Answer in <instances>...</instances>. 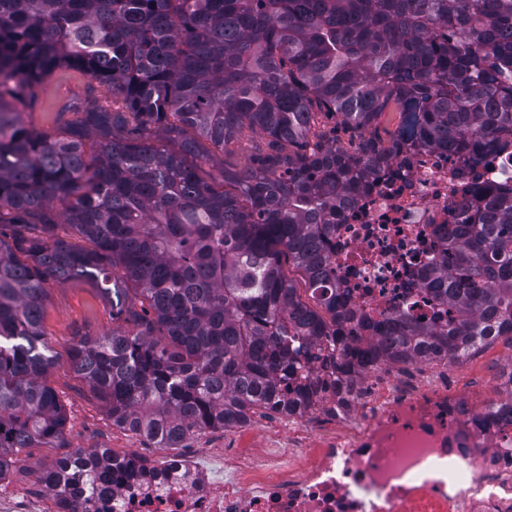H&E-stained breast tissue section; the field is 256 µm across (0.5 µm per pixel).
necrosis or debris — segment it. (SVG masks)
<instances>
[{"mask_svg":"<svg viewBox=\"0 0 512 512\" xmlns=\"http://www.w3.org/2000/svg\"><path fill=\"white\" fill-rule=\"evenodd\" d=\"M478 184L512 185V146L479 171L454 152H400L348 204L330 241L349 305L383 324L411 308L447 322L423 278L443 255L461 201ZM329 344L302 353L320 389L280 417L260 453L163 461L145 481L84 487L83 512H512V410L451 382L367 371L352 391L329 367Z\"/></svg>","mask_w":512,"mask_h":512,"instance_id":"necrosis-or-debris-1","label":"necrosis or debris"}]
</instances>
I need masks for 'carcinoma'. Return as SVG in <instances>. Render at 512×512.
<instances>
[{"label": "carcinoma", "instance_id": "obj_1", "mask_svg": "<svg viewBox=\"0 0 512 512\" xmlns=\"http://www.w3.org/2000/svg\"><path fill=\"white\" fill-rule=\"evenodd\" d=\"M60 67L112 88L122 109L82 102L56 136L27 126L16 103ZM391 107L386 144L349 153L313 132L319 112L361 129ZM248 131L269 140L256 166L199 176L210 149ZM509 137L512 0H0V479L16 451L64 440L50 348L4 341L44 343L48 289L74 278L95 281L132 329L80 339L70 369L112 424L160 448L277 401L304 405L314 382L290 398L288 381L308 342H329L354 383L369 367L456 362L512 340V187L472 192L425 276L456 318L402 310L367 351L357 332L378 325L345 307L326 248L338 209L402 147L479 162ZM64 468L106 489L146 473L142 459L114 472L108 450H78L41 472L60 512H80Z\"/></svg>", "mask_w": 512, "mask_h": 512}]
</instances>
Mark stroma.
I'll list each match as a JSON object with an SVG mask.
<instances>
[{
    "mask_svg": "<svg viewBox=\"0 0 512 512\" xmlns=\"http://www.w3.org/2000/svg\"><path fill=\"white\" fill-rule=\"evenodd\" d=\"M109 108H118L110 88L91 80L76 68H61L32 87L34 102L25 107V123L42 132L62 133L66 121L72 120V105L87 96ZM268 151L266 138L245 134L237 143L225 150L212 152L203 161L201 169L206 179L220 178L223 169L234 168L258 159ZM44 340L50 347L55 365L45 377L46 383L58 394L65 406L67 424L65 440L55 448H25L15 454L13 465L4 480L5 486L22 488L33 494L46 490L40 478L41 466L77 450L95 447L110 449L113 455L147 458L161 461L176 456L173 448H158L143 438L113 426L104 404L89 385L69 367L72 344L81 337L101 336L113 327L112 307L105 301L95 285L84 279H74L51 286L43 309ZM512 366V342L500 339L469 355L462 363H438L437 366L398 365L390 372L399 377L417 371H438L449 378L470 396L488 398L490 389L503 369Z\"/></svg>",
    "mask_w": 512,
    "mask_h": 512,
    "instance_id": "1",
    "label": "stroma"
}]
</instances>
